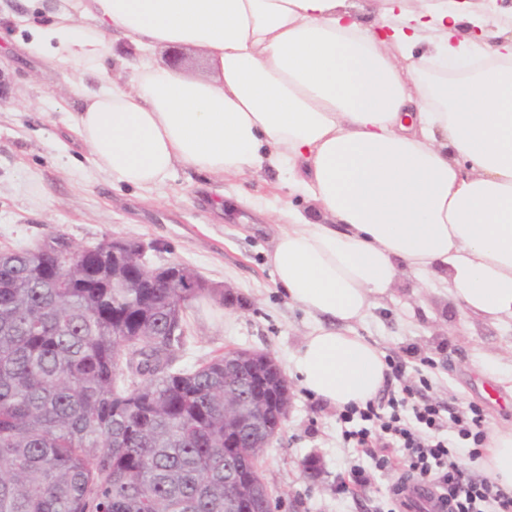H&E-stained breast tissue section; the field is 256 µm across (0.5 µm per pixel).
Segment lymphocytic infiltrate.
Instances as JSON below:
<instances>
[{"label": "lymphocytic infiltrate", "mask_w": 512, "mask_h": 512, "mask_svg": "<svg viewBox=\"0 0 512 512\" xmlns=\"http://www.w3.org/2000/svg\"><path fill=\"white\" fill-rule=\"evenodd\" d=\"M339 420L343 441L360 449L367 462L351 468V481L340 484L338 494L366 486L374 472L387 471L398 458L403 467L388 488L387 512H409L406 492L412 482L431 485L449 512H512V492L473 476L458 457L462 447L470 458L481 455L487 435L479 409H456L406 384L365 405L347 406ZM450 426L458 439L454 446L444 435Z\"/></svg>", "instance_id": "1"}]
</instances>
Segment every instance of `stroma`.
Instances as JSON below:
<instances>
[{
    "label": "stroma",
    "mask_w": 512,
    "mask_h": 512,
    "mask_svg": "<svg viewBox=\"0 0 512 512\" xmlns=\"http://www.w3.org/2000/svg\"><path fill=\"white\" fill-rule=\"evenodd\" d=\"M19 7L20 0H0V251L32 247L55 230L82 246L107 237L151 244L150 266L185 264L230 294L225 303L203 298L187 311V342L175 353V369L247 350L289 371L310 319L278 286L267 253L277 220L306 207L305 197L276 172L220 180L179 167L149 189L101 173L67 127L79 105L76 76L44 63L29 30L13 20ZM356 332L403 361L409 380L426 377L430 396L479 406L486 428L512 421V394L478 368L494 358L512 377V323L467 317L444 288L406 278ZM289 389L288 418L259 462L281 512H378L397 470L375 474L354 497L337 495V484L362 457L342 441L339 408L297 382ZM312 456L322 464L314 478L303 471Z\"/></svg>",
    "instance_id": "35a3bbf8"
}]
</instances>
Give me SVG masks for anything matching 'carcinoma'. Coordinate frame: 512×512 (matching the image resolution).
Returning a JSON list of instances; mask_svg holds the SVG:
<instances>
[{"mask_svg":"<svg viewBox=\"0 0 512 512\" xmlns=\"http://www.w3.org/2000/svg\"><path fill=\"white\" fill-rule=\"evenodd\" d=\"M130 260L55 231L0 254V512H224V468L264 512L256 454L224 447V364L285 419L275 365L228 352L169 372L186 311L212 288H114ZM164 367H157L158 354Z\"/></svg>","mask_w":512,"mask_h":512,"instance_id":"obj_1","label":"carcinoma"}]
</instances>
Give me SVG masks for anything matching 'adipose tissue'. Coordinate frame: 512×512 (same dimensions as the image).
I'll return each instance as SVG.
<instances>
[{"label":"adipose tissue","instance_id":"obj_1","mask_svg":"<svg viewBox=\"0 0 512 512\" xmlns=\"http://www.w3.org/2000/svg\"><path fill=\"white\" fill-rule=\"evenodd\" d=\"M46 62L92 73L69 122L97 168L149 188L176 167L287 171L310 203L267 254L311 319L292 376L344 408L374 399L384 352L352 331L402 277L512 322V7L471 0H28ZM137 62L114 78L116 44ZM205 51L191 79L160 47ZM482 466L512 489V423Z\"/></svg>","mask_w":512,"mask_h":512}]
</instances>
